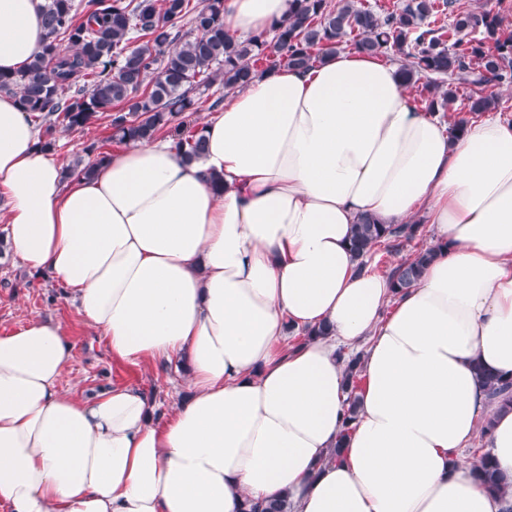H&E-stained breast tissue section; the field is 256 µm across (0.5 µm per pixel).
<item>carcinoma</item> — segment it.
I'll list each match as a JSON object with an SVG mask.
<instances>
[{
  "instance_id": "cac0c4a2",
  "label": "carcinoma",
  "mask_w": 512,
  "mask_h": 512,
  "mask_svg": "<svg viewBox=\"0 0 512 512\" xmlns=\"http://www.w3.org/2000/svg\"><path fill=\"white\" fill-rule=\"evenodd\" d=\"M49 42L21 72L0 75V91L17 96L41 122L44 145L54 149L56 128H85L110 118L111 139L128 145L150 140L177 122L175 143L191 162L205 151L202 128L183 121L198 109L195 90L205 80L231 91L271 68H309L350 42L374 55L403 56L401 72L421 86L418 102L430 110L480 115L497 108L491 86L512 84V33L491 10L464 9L458 0H399L376 11L354 0H291L288 18L245 38L224 29V0H45ZM468 89L454 108L457 89ZM421 224L353 225L351 246L363 258L419 242ZM442 244L421 246L388 271L393 288L414 286ZM359 358L348 363V409L342 436L355 420ZM478 375L492 410L480 426L485 438L495 413L512 407V377ZM491 493L509 482L488 453L475 467ZM293 505L248 500L243 512H291Z\"/></svg>"
}]
</instances>
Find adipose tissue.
<instances>
[{
  "label": "adipose tissue",
  "instance_id": "1",
  "mask_svg": "<svg viewBox=\"0 0 512 512\" xmlns=\"http://www.w3.org/2000/svg\"><path fill=\"white\" fill-rule=\"evenodd\" d=\"M44 0H0V72L47 41ZM290 0H224L255 34ZM396 63L350 48L226 95L204 155L142 141L65 176L0 93V221L111 356L184 360L165 421L135 387L64 391L73 344L40 318L0 336V503L10 512H512L460 452L491 412L478 369L512 374V124L450 138ZM425 216L444 248L394 290L349 242L367 216ZM329 326L330 333L317 330ZM307 339L288 343L289 332ZM364 387L343 435L346 356ZM486 440L512 480V409ZM340 448V460L330 459Z\"/></svg>",
  "mask_w": 512,
  "mask_h": 512
}]
</instances>
